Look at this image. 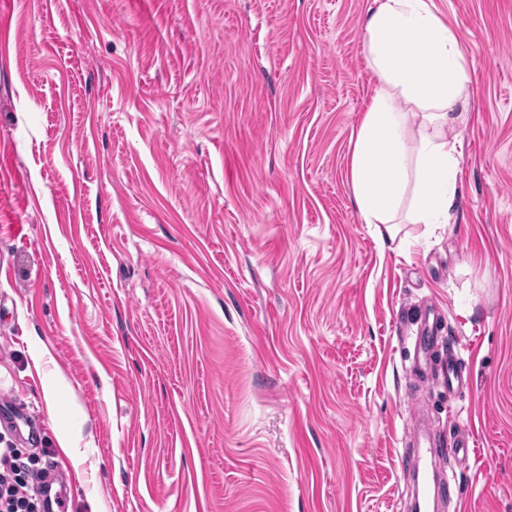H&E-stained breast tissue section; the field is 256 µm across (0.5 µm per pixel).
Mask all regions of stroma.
I'll return each mask as SVG.
<instances>
[{
  "label": "stroma",
  "instance_id": "stroma-1",
  "mask_svg": "<svg viewBox=\"0 0 512 512\" xmlns=\"http://www.w3.org/2000/svg\"><path fill=\"white\" fill-rule=\"evenodd\" d=\"M433 3L470 49L458 195L382 244L349 180L369 0H7L0 395L32 427L0 448L66 512H412L420 407L438 512H512V0ZM422 444L433 445L425 436L416 439L415 447L409 457V463L414 469L417 476H421V504L419 510L431 511L430 505L432 500H450L455 495L456 484L453 476H440L437 472L435 453L432 448L421 447Z\"/></svg>",
  "mask_w": 512,
  "mask_h": 512
}]
</instances>
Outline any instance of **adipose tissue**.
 <instances>
[{
  "label": "adipose tissue",
  "instance_id": "ef3b65f1",
  "mask_svg": "<svg viewBox=\"0 0 512 512\" xmlns=\"http://www.w3.org/2000/svg\"><path fill=\"white\" fill-rule=\"evenodd\" d=\"M363 53L373 76L349 174L378 239L400 224H445L457 197L461 142L451 114L470 82L468 50L432 0H372Z\"/></svg>",
  "mask_w": 512,
  "mask_h": 512
}]
</instances>
